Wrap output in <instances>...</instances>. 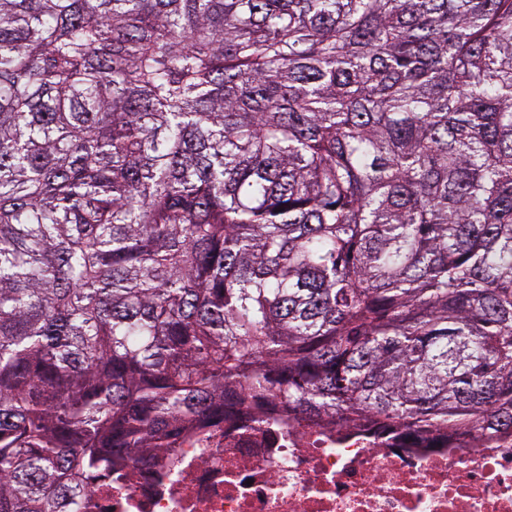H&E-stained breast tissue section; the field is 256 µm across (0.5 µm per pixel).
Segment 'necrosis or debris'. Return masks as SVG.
I'll return each mask as SVG.
<instances>
[{
  "label": "necrosis or debris",
  "instance_id": "obj_1",
  "mask_svg": "<svg viewBox=\"0 0 512 512\" xmlns=\"http://www.w3.org/2000/svg\"><path fill=\"white\" fill-rule=\"evenodd\" d=\"M90 486L89 512H512V437L387 447L359 430L292 426L273 447L228 422L129 480L99 474Z\"/></svg>",
  "mask_w": 512,
  "mask_h": 512
}]
</instances>
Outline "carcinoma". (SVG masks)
<instances>
[{
	"label": "carcinoma",
	"mask_w": 512,
	"mask_h": 512,
	"mask_svg": "<svg viewBox=\"0 0 512 512\" xmlns=\"http://www.w3.org/2000/svg\"><path fill=\"white\" fill-rule=\"evenodd\" d=\"M279 414L512 436V0H0V512Z\"/></svg>",
	"instance_id": "obj_1"
}]
</instances>
